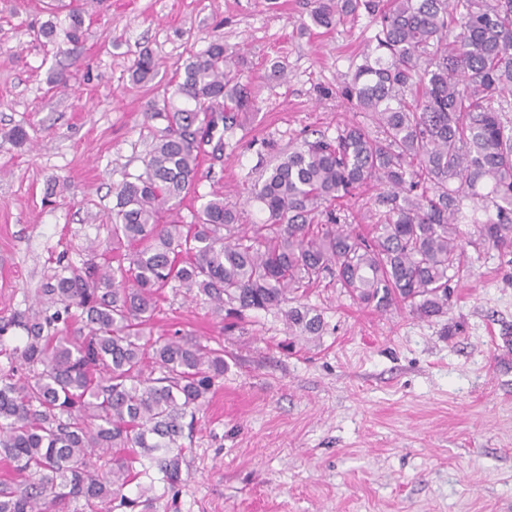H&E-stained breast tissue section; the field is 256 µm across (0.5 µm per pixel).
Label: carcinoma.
<instances>
[{
  "mask_svg": "<svg viewBox=\"0 0 512 512\" xmlns=\"http://www.w3.org/2000/svg\"><path fill=\"white\" fill-rule=\"evenodd\" d=\"M365 10L375 46L340 84L369 123L291 147L247 201L258 224L214 191L191 224L160 223L194 190L198 124L233 132L257 107L244 72L216 40L191 56L172 91L150 104L166 125L144 172L116 188L103 263L65 269L40 288L41 311L0 319L25 333L0 373V457L19 476L0 483V512H156L154 484L181 481L185 430L224 376V354L182 336L147 334L171 283L219 311L277 310L288 335L324 331L301 303L316 282L366 306L397 305L426 320L448 310L466 248L512 249V0H314L312 25ZM38 31L47 45L84 37L79 8L58 0ZM158 62L141 53L137 83ZM383 189L372 236L354 232L336 201ZM485 219L460 228L463 202ZM136 484L130 497L126 488Z\"/></svg>",
  "mask_w": 512,
  "mask_h": 512,
  "instance_id": "1",
  "label": "carcinoma"
}]
</instances>
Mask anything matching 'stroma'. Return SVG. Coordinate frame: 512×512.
<instances>
[{
	"instance_id": "obj_1",
	"label": "stroma",
	"mask_w": 512,
	"mask_h": 512,
	"mask_svg": "<svg viewBox=\"0 0 512 512\" xmlns=\"http://www.w3.org/2000/svg\"><path fill=\"white\" fill-rule=\"evenodd\" d=\"M43 5L0 0V317L110 242L115 188L142 173L163 126L148 105L211 41L243 54L259 110L233 153L202 157L183 223L215 190L255 220L247 191L268 164L362 119L336 91L376 32L368 16L309 30L312 0H101L70 56L37 39ZM145 51L159 71L137 84ZM450 287L428 320L312 288L326 332L309 344L274 311L227 335L208 301L164 288L152 335L197 337L226 367L157 512H512V359L495 342L512 333V253L472 256Z\"/></svg>"
}]
</instances>
